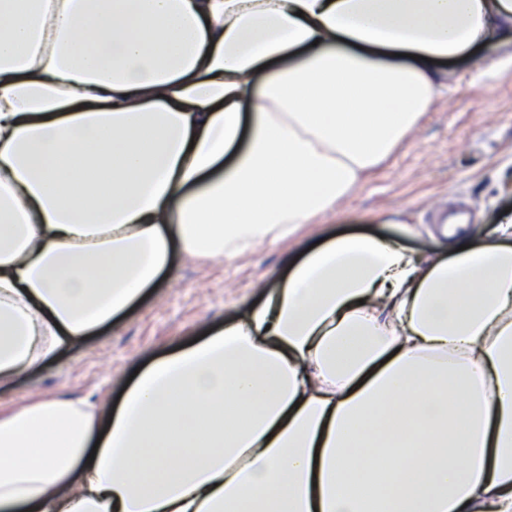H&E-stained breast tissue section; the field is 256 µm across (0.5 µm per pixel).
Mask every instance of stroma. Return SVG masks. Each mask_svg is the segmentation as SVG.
<instances>
[{
  "label": "stroma",
  "mask_w": 512,
  "mask_h": 512,
  "mask_svg": "<svg viewBox=\"0 0 512 512\" xmlns=\"http://www.w3.org/2000/svg\"><path fill=\"white\" fill-rule=\"evenodd\" d=\"M512 42L446 63L448 85L394 153L333 215L291 239L229 260L174 252L170 268L112 326L0 390V402L66 395L116 400L129 377L154 359L232 322L256 300L261 282L313 245L345 236L384 237L408 252L440 251L438 209L469 211L468 229L488 237L512 210Z\"/></svg>",
  "instance_id": "stroma-1"
}]
</instances>
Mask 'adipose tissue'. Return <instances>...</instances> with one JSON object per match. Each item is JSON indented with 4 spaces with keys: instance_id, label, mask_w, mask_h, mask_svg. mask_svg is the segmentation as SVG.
<instances>
[{
    "instance_id": "ef3b65f1",
    "label": "adipose tissue",
    "mask_w": 512,
    "mask_h": 512,
    "mask_svg": "<svg viewBox=\"0 0 512 512\" xmlns=\"http://www.w3.org/2000/svg\"><path fill=\"white\" fill-rule=\"evenodd\" d=\"M512 0H0V386L174 248L291 238L405 139ZM414 55L411 64L398 56ZM309 252L106 418L0 404V512H512V214Z\"/></svg>"
}]
</instances>
